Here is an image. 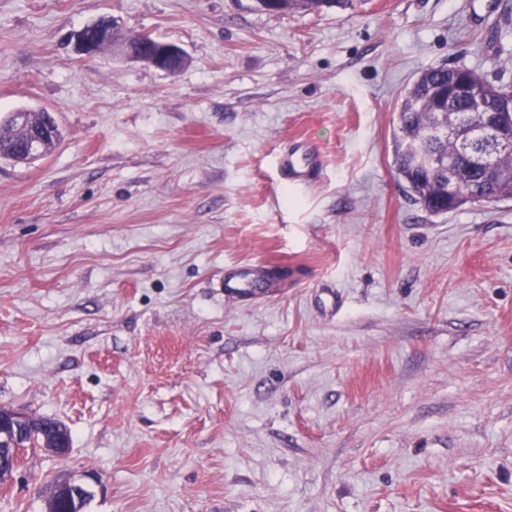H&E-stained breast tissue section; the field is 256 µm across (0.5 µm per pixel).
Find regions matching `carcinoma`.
Here are the masks:
<instances>
[{
  "mask_svg": "<svg viewBox=\"0 0 512 512\" xmlns=\"http://www.w3.org/2000/svg\"><path fill=\"white\" fill-rule=\"evenodd\" d=\"M353 0H257L264 11L297 12L347 8ZM512 32V0H503L495 22L496 38ZM468 84L484 110L471 109L467 97H452L448 85ZM512 98V78L481 75L465 65L431 66L406 91L398 109L392 152L397 173L413 183L411 199L433 214L467 204L485 205L512 199V139H501L484 122V111ZM43 126L41 112H12L0 123V157L15 159Z\"/></svg>",
  "mask_w": 512,
  "mask_h": 512,
  "instance_id": "obj_1",
  "label": "carcinoma"
}]
</instances>
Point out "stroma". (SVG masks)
<instances>
[{"label": "stroma", "mask_w": 512, "mask_h": 512, "mask_svg": "<svg viewBox=\"0 0 512 512\" xmlns=\"http://www.w3.org/2000/svg\"><path fill=\"white\" fill-rule=\"evenodd\" d=\"M500 0H0V119L63 139L0 159V405L71 433L26 449L0 512H512V201L431 214L393 165L428 67L512 77ZM116 18L170 76L72 36ZM319 179H281L299 139ZM284 268L261 298L224 271ZM335 296V305L326 297ZM353 0H257L256 7L260 10L277 12H297L299 10H321L322 7L347 8L352 7ZM102 17L88 23L73 35L75 49L79 54L93 56L103 48L110 47L113 53L144 62L169 75L187 66L189 59L181 46L153 36L121 37L118 21L113 17ZM88 493V490L83 486L82 484H77L74 482H71L69 480H62L57 482L50 494L49 500H48V512H55V506L57 503V500L60 497L65 498H72L75 502L76 508H78L81 505L82 500ZM62 499L59 504L58 508L61 510V512H71V500L68 499Z\"/></svg>", "instance_id": "35a3bbf8"}]
</instances>
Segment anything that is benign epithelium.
<instances>
[{
	"label": "benign epithelium",
	"instance_id": "7a95c632",
	"mask_svg": "<svg viewBox=\"0 0 512 512\" xmlns=\"http://www.w3.org/2000/svg\"><path fill=\"white\" fill-rule=\"evenodd\" d=\"M73 39L75 49L81 55L93 56L110 47L116 54L144 62L169 75L180 72L189 62L185 50L175 43L153 36L135 38L120 35L118 21L109 16L88 23L73 35ZM44 422L43 417L0 405V449H4V455H0V480L11 476L19 467L20 438L46 430ZM87 493L81 484L59 481L51 491L48 512H55L57 500L61 497L73 499L78 507Z\"/></svg>",
	"mask_w": 512,
	"mask_h": 512
}]
</instances>
